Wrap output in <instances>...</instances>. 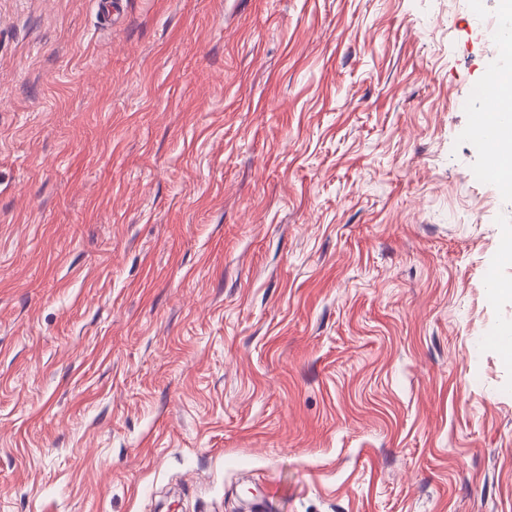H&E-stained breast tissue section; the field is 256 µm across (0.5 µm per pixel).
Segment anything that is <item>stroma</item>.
Listing matches in <instances>:
<instances>
[{
  "label": "stroma",
  "instance_id": "1",
  "mask_svg": "<svg viewBox=\"0 0 512 512\" xmlns=\"http://www.w3.org/2000/svg\"><path fill=\"white\" fill-rule=\"evenodd\" d=\"M501 0H0V512H512ZM494 77L496 83H498V76L494 74ZM498 90L500 101L496 96L488 100L491 110L500 112L499 109L501 104L503 110L512 111V69H510V73L501 78L498 83ZM495 155L498 157L501 174L498 178L502 189L512 194V134L506 138H495L490 141Z\"/></svg>",
  "mask_w": 512,
  "mask_h": 512
}]
</instances>
